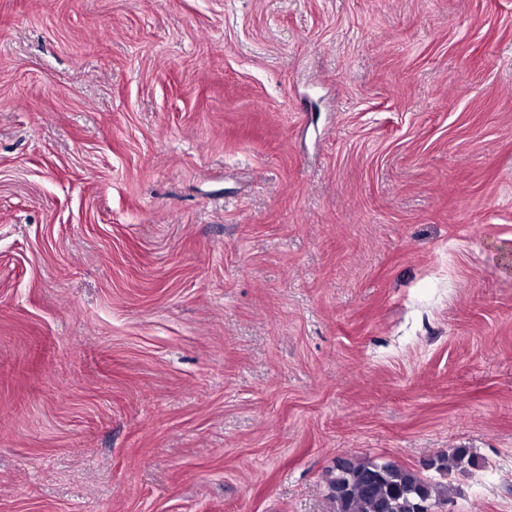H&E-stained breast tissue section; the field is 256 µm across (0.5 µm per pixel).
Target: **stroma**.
I'll list each match as a JSON object with an SVG mask.
<instances>
[{
    "mask_svg": "<svg viewBox=\"0 0 512 512\" xmlns=\"http://www.w3.org/2000/svg\"><path fill=\"white\" fill-rule=\"evenodd\" d=\"M364 458L512 512V0H0V512Z\"/></svg>",
    "mask_w": 512,
    "mask_h": 512,
    "instance_id": "obj_1",
    "label": "stroma"
}]
</instances>
